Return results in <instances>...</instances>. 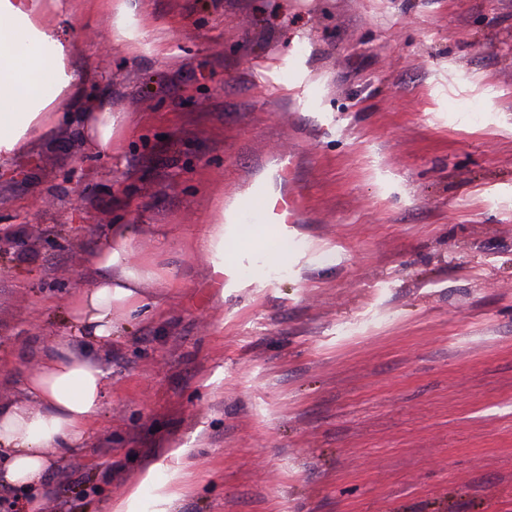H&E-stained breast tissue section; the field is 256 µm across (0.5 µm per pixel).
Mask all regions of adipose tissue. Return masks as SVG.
Listing matches in <instances>:
<instances>
[{
  "label": "adipose tissue",
  "mask_w": 512,
  "mask_h": 512,
  "mask_svg": "<svg viewBox=\"0 0 512 512\" xmlns=\"http://www.w3.org/2000/svg\"><path fill=\"white\" fill-rule=\"evenodd\" d=\"M62 0H0V174L10 175L15 160L37 138L54 131L63 110L80 114L81 133L93 152L108 154L118 124L107 100L94 111H82L90 71L74 65L77 46L63 38L56 16ZM134 230L110 225L103 244L87 257L101 276L79 291L71 304V336L56 341L21 382L22 397L0 401V489L22 492V512H44V483L69 451L82 445L88 427L102 412L109 391L101 364L77 354L72 341L112 343L115 313L144 305L142 286L153 277L132 260ZM192 246L209 261L208 275L223 287L224 255L239 253L237 274L260 254L270 268L288 265L287 235H273L265 224L225 227L216 221Z\"/></svg>",
  "instance_id": "ef3b65f1"
}]
</instances>
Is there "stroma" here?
<instances>
[{
  "mask_svg": "<svg viewBox=\"0 0 512 512\" xmlns=\"http://www.w3.org/2000/svg\"><path fill=\"white\" fill-rule=\"evenodd\" d=\"M124 3L135 49L94 0L61 17L109 74L84 103L120 115L111 155L82 164L64 117L0 180L24 243L0 254L1 400L69 335L109 225L156 272L45 512H109L150 470L157 512H512V0ZM263 195L287 271L212 288L189 238L219 205L278 223Z\"/></svg>",
  "mask_w": 512,
  "mask_h": 512,
  "instance_id": "1",
  "label": "stroma"
}]
</instances>
